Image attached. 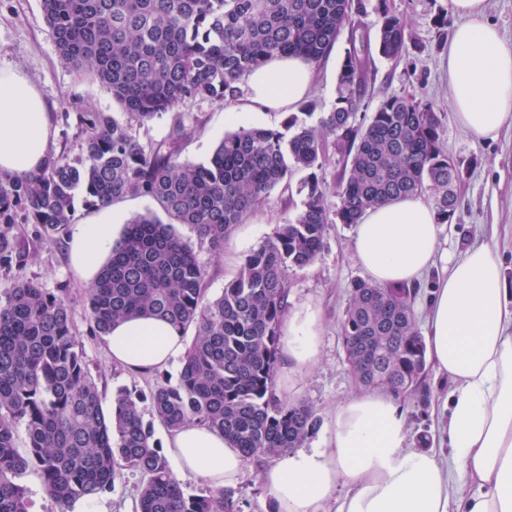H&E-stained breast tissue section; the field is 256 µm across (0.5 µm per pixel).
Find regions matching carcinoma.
I'll return each mask as SVG.
<instances>
[{
	"label": "carcinoma",
	"mask_w": 512,
	"mask_h": 512,
	"mask_svg": "<svg viewBox=\"0 0 512 512\" xmlns=\"http://www.w3.org/2000/svg\"><path fill=\"white\" fill-rule=\"evenodd\" d=\"M61 61L105 85L125 109L74 113L81 156L65 150L26 176L0 173V270L21 266L30 244L60 245L76 197L101 209L128 196L151 198L170 218L136 215L87 289V335L118 320L159 317L194 338L178 385L155 373L145 395L122 388L106 414L79 347L68 285L34 280L0 289V512H31L21 479L36 471L65 510L112 489L117 470L141 476L136 512H241L232 489L189 494L144 423L141 403L168 430L200 424L224 434L245 458L302 448L318 425L312 406L274 393L277 346L290 277L321 253L328 226L358 224L388 201L428 191L438 223L457 208L460 163L444 148L431 105L406 94L359 118L370 53L399 61L416 43L406 19L379 0L374 41L357 37L353 0H41ZM351 48L338 78V106L316 124L287 116L282 129L241 126L204 163L183 160L200 119L183 108L224 104L245 77L274 57L318 64L344 31ZM173 113L168 135L143 143L136 128ZM346 159L337 184L320 175L328 144ZM295 170L308 178L302 208L248 254L222 295L208 296L207 271L174 230L193 226L215 251ZM340 204L330 209L329 196ZM34 226L33 237L22 231ZM411 288L354 283L342 341L361 382L396 397L418 383L426 347ZM24 428L25 448L17 445Z\"/></svg>",
	"instance_id": "carcinoma-1"
}]
</instances>
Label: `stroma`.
Returning <instances> with one entry per match:
<instances>
[{"instance_id":"1","label":"stroma","mask_w":512,"mask_h":512,"mask_svg":"<svg viewBox=\"0 0 512 512\" xmlns=\"http://www.w3.org/2000/svg\"><path fill=\"white\" fill-rule=\"evenodd\" d=\"M392 8L404 15L418 43L410 47L406 59L395 63L382 57L372 60L371 84L360 112L369 116L385 96L413 94L431 103L441 116L445 147L461 163L458 185L459 206L451 223L442 225L434 264L417 284L413 310L418 329H425L427 302L439 280L447 276L450 262L469 247L488 243L496 247L508 279L512 280V122L496 138H478L461 130L455 122L448 96L447 55L444 46L452 36V27H440L438 19L449 13L450 0H390ZM348 47L340 38L329 58L316 65L311 92L308 123L314 124L331 112L337 103V76ZM0 70L20 72L49 104L56 135L51 151L80 153V141L69 113L76 105L122 118L123 108L111 91L87 76L63 64L55 39L44 18L40 0H0ZM202 121L200 134L188 145L183 157L192 163L205 162L224 135L237 125L277 128L285 118L281 112L252 110L246 97L228 106L204 101L192 104ZM231 112L242 113L241 122L228 120ZM308 174L294 171L286 184L276 187L265 205L247 223L238 225L224 241L221 255H214L188 224L176 225L177 235L194 249L208 272V295L215 298L236 274L245 255L257 248L276 227L293 220L304 195L300 187ZM355 225H330L325 247L316 262L292 276L290 311L314 306L322 313L320 354L317 362L302 370L289 397L314 407L325 417L346 402L359 389L342 345L341 325L355 281L365 279L353 248ZM34 279L48 289L69 284L74 298V321L83 345L85 360L102 392L103 409H111L112 396L121 388L149 393L153 374H133L112 362L104 337L87 335V312L83 306L87 279L72 267L68 245L45 244L31 254L25 264L10 272L0 271V286L8 279ZM452 389L447 377L427 367L418 391L398 398L406 420L407 447L421 450H447L443 431L448 421L445 400ZM139 475L123 472L110 492L93 499L77 500L79 512H135Z\"/></svg>"}]
</instances>
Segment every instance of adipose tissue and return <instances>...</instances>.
Returning <instances> with one entry per match:
<instances>
[{"instance_id":"obj_1","label":"adipose tissue","mask_w":512,"mask_h":512,"mask_svg":"<svg viewBox=\"0 0 512 512\" xmlns=\"http://www.w3.org/2000/svg\"><path fill=\"white\" fill-rule=\"evenodd\" d=\"M462 17L446 48L448 93L458 126L495 137L512 121V46L485 18V0H451ZM313 64L275 59L245 79L249 100L293 108L311 89ZM52 115L38 92L15 71H0V173L25 176L49 156ZM111 208L76 225L70 241L77 272L95 278L120 234ZM440 228L418 196L372 208L357 227L354 248L373 284L411 286L431 265ZM113 362L133 373L169 367L184 358L185 336L162 319L115 323L105 337ZM427 353L448 375L451 452L406 446L404 417L393 397L360 391L324 419L318 447L280 453L258 475L269 512H333L336 485L351 491L334 512H512V281L496 251L467 250L434 288ZM319 312L288 316L279 342L276 395L287 399L294 376L316 362ZM166 453L176 476L191 475L212 489L230 488L245 459L222 434L190 426L173 431Z\"/></svg>"}]
</instances>
